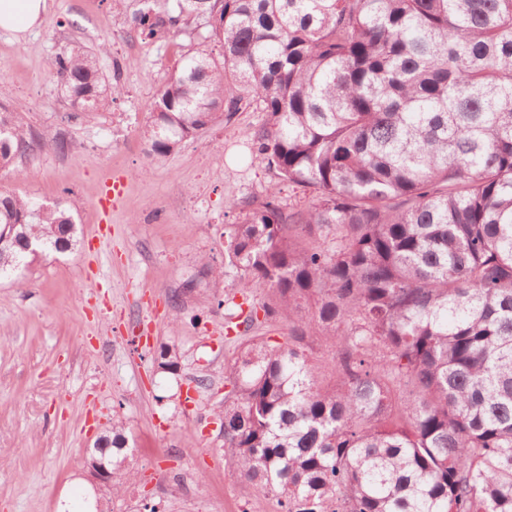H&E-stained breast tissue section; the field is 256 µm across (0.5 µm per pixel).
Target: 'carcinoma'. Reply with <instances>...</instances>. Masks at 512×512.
Segmentation results:
<instances>
[{
    "instance_id": "1",
    "label": "carcinoma",
    "mask_w": 512,
    "mask_h": 512,
    "mask_svg": "<svg viewBox=\"0 0 512 512\" xmlns=\"http://www.w3.org/2000/svg\"><path fill=\"white\" fill-rule=\"evenodd\" d=\"M123 23L222 44L158 89L150 154L256 101L250 152L309 195L285 214L272 189L224 231L213 274L271 293L245 330L288 322L228 368L225 467L281 512H512V0H139ZM51 68L86 120L122 92L79 45ZM40 147L0 106V170ZM77 238L64 204L0 191V278ZM154 363L179 376L176 347ZM94 447L84 465L122 492L123 421Z\"/></svg>"
}]
</instances>
